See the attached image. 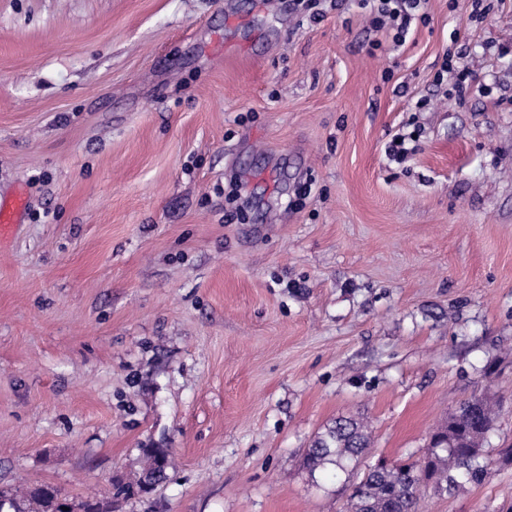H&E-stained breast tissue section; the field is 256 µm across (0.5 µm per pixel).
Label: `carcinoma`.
<instances>
[{"mask_svg":"<svg viewBox=\"0 0 512 512\" xmlns=\"http://www.w3.org/2000/svg\"><path fill=\"white\" fill-rule=\"evenodd\" d=\"M496 417L494 406L483 398L468 400L448 423L435 431L420 463H381L368 469L354 488L349 512H416L420 486L429 481L437 491L457 493L481 484L493 462L484 460L483 445ZM368 426L359 419H338L306 449L304 464L310 473L319 470L344 472L356 465L370 446ZM141 466L134 478L115 486L106 512H118L117 498L144 494L145 487L166 481L173 470L167 448L139 449ZM11 512H61L57 488L40 484L1 491Z\"/></svg>","mask_w":512,"mask_h":512,"instance_id":"carcinoma-1","label":"carcinoma"}]
</instances>
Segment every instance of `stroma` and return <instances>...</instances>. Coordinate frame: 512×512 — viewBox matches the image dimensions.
I'll return each instance as SVG.
<instances>
[{
  "instance_id": "35a3bbf8",
  "label": "stroma",
  "mask_w": 512,
  "mask_h": 512,
  "mask_svg": "<svg viewBox=\"0 0 512 512\" xmlns=\"http://www.w3.org/2000/svg\"><path fill=\"white\" fill-rule=\"evenodd\" d=\"M427 11L371 55L350 0H0V192L29 194L0 246V489L107 498L152 446L175 469L120 512H347L476 396L490 477L417 510L512 512V0ZM455 30L461 100L432 84ZM341 417L371 448L310 473ZM417 141L418 138L415 134H396L388 146L387 155L389 159L398 164L404 163L417 150L416 144H413L411 147L408 145L410 142L416 143Z\"/></svg>"
}]
</instances>
